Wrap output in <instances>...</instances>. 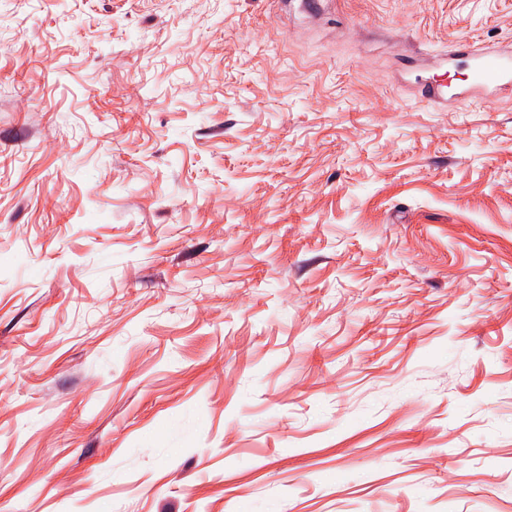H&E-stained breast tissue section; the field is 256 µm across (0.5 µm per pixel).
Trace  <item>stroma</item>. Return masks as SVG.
<instances>
[{"label":"stroma","mask_w":512,"mask_h":512,"mask_svg":"<svg viewBox=\"0 0 512 512\" xmlns=\"http://www.w3.org/2000/svg\"><path fill=\"white\" fill-rule=\"evenodd\" d=\"M459 41L512 0H0V512H512V92L424 99Z\"/></svg>","instance_id":"stroma-1"}]
</instances>
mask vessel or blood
I'll return each instance as SVG.
<instances>
[{"mask_svg":"<svg viewBox=\"0 0 512 512\" xmlns=\"http://www.w3.org/2000/svg\"><path fill=\"white\" fill-rule=\"evenodd\" d=\"M466 53L470 70L468 91L480 93L489 89L512 87V49L481 46L477 48L460 45L459 49L449 50L444 63L453 66L457 53Z\"/></svg>","mask_w":512,"mask_h":512,"instance_id":"vessel-or-blood-1","label":"vessel or blood"}]
</instances>
